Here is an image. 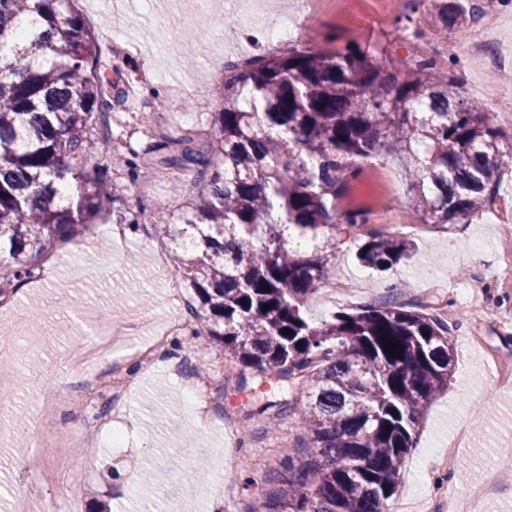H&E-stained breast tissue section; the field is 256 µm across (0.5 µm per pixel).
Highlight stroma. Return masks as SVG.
<instances>
[{
	"instance_id": "obj_1",
	"label": "stroma",
	"mask_w": 512,
	"mask_h": 512,
	"mask_svg": "<svg viewBox=\"0 0 512 512\" xmlns=\"http://www.w3.org/2000/svg\"><path fill=\"white\" fill-rule=\"evenodd\" d=\"M294 0H120L108 6L96 0L85 15L95 29L108 77L126 92L112 114L116 153L144 152L154 139L143 128V112L154 97L168 96L169 86L183 88L180 105L161 113L173 128H206L223 107L219 81L228 54L249 59L259 48L247 38L277 23ZM351 22L324 18L305 22L291 40L325 48L365 40L385 46L390 57L411 58L412 44L393 25L390 0H355ZM202 26L209 37L197 43L184 37V26ZM363 173L387 174L395 185L400 208L410 223L415 250L408 261L378 274L362 267L356 252L362 234L350 228L336 233L334 277L340 298L335 305L311 302L306 315L318 321L334 310H355L375 302L388 285L400 300L430 305L436 315L452 312L448 326L455 347L452 383L429 406L398 480L395 500L431 501L433 479L466 493L497 482L495 493L482 500V512H512V328H501L487 307L512 303L495 278L498 243L504 225L512 226V182L503 183L493 202L498 220L456 224L444 230L421 224L410 199L411 180L398 156L361 163ZM125 208L137 215V226L122 225L110 236L109 225L57 244L41 261V280L22 285L0 310V336L14 349L0 357V512H9L16 495L32 503L53 499L57 512H226L225 493H232L237 512L247 506L244 476L262 478L276 471L282 454L267 435L252 438L240 431L246 394L220 392L225 373H238V363L210 345L193 367L162 364L140 375L112 423L120 427L124 445L89 455L70 448L61 463L52 449L33 451L27 436L38 427V408L46 386L72 392L79 372L68 362L70 351L93 340L110 320L140 316L144 335L155 333L177 310L170 291L191 298L170 260L159 259L152 226L158 215L178 223L188 190L169 180H118ZM483 241V254L470 247ZM481 288H474V281ZM208 371L216 391L209 405L192 406L188 385L193 369ZM469 440L455 452L443 444L458 424ZM77 485L76 506L66 505L61 488Z\"/></svg>"
}]
</instances>
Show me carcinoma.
Instances as JSON below:
<instances>
[{"mask_svg": "<svg viewBox=\"0 0 512 512\" xmlns=\"http://www.w3.org/2000/svg\"><path fill=\"white\" fill-rule=\"evenodd\" d=\"M73 2L0 0V265L16 288L37 277L57 243L97 221L137 223L116 195L114 159L103 156L120 95ZM465 2L427 0L421 25L399 16L397 28L460 37ZM378 50L289 43L228 64L224 107L204 143L191 129L162 130L160 155L121 158L133 181L178 168L194 171L200 187L183 229L155 225L191 241L172 252L198 302L191 337L176 347L221 344L254 373L236 382L254 393L246 420L293 416L306 431L246 512H390L424 413L451 381L448 323L392 287L317 323L305 315L334 268L336 230L368 222L366 210H338L357 161L399 155L415 211L439 227L475 221L512 171V137L495 112L450 92L456 75L432 58L383 61ZM361 248L364 265L388 271L413 243L372 232ZM384 335L402 356L385 352Z\"/></svg>", "mask_w": 512, "mask_h": 512, "instance_id": "cac0c4a2", "label": "carcinoma"}]
</instances>
